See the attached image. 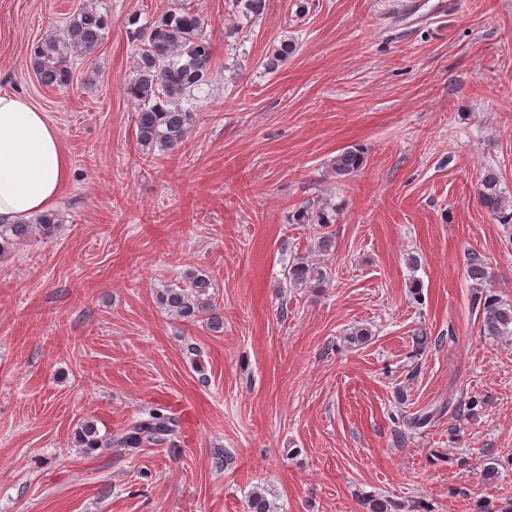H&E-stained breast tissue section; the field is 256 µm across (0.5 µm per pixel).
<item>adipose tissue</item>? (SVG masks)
<instances>
[{
  "label": "adipose tissue",
  "mask_w": 512,
  "mask_h": 512,
  "mask_svg": "<svg viewBox=\"0 0 512 512\" xmlns=\"http://www.w3.org/2000/svg\"><path fill=\"white\" fill-rule=\"evenodd\" d=\"M70 176L55 126L28 100L0 95V218L18 221L51 208Z\"/></svg>",
  "instance_id": "adipose-tissue-1"
}]
</instances>
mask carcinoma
Returning a JSON list of instances; mask_svg holds the SVG:
<instances>
[{
    "instance_id": "carcinoma-1",
    "label": "carcinoma",
    "mask_w": 512,
    "mask_h": 512,
    "mask_svg": "<svg viewBox=\"0 0 512 512\" xmlns=\"http://www.w3.org/2000/svg\"><path fill=\"white\" fill-rule=\"evenodd\" d=\"M133 17L129 24L140 42L133 60L132 77L127 94L136 106L135 136L142 154L168 153L184 141L193 123V113L182 106V100L207 84L212 61V47L204 32V20L189 8L178 7L146 27ZM108 18L86 5L66 23L61 35L36 43L30 50L32 67L45 87H66L72 80L71 62L90 55L102 42ZM365 165L361 152L345 149L331 160V170L339 180L359 172ZM481 205L499 223L512 228V199L499 188L498 173L489 168L482 178L479 194ZM299 224H309L316 231L319 251L330 253L335 241L326 228L336 221V211L320 201L307 203L295 215ZM56 214L47 212L27 221L0 224V256L12 253L35 235L51 234ZM291 288H301L315 282L321 284L327 273L321 266L296 261L284 271ZM467 276L474 283L471 306L482 317L484 332L489 336L512 335V304H506L487 293L489 280L485 261L472 256ZM184 285L169 286L156 293L157 303L168 314L187 322L204 321L209 329L219 333L224 328V316L212 302L214 283L200 271H189ZM180 427L177 412L168 408L144 411L130 419L113 437L99 434L96 424L87 421L74 433L77 447L91 454L112 446L134 451L150 445L163 444ZM247 512H277L275 503L266 493L254 490L248 495Z\"/></svg>"
}]
</instances>
